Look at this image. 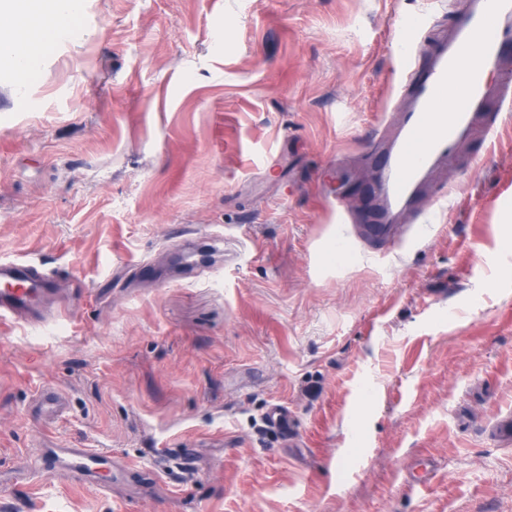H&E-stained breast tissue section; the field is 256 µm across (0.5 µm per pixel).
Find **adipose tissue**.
Segmentation results:
<instances>
[{
    "label": "adipose tissue",
    "instance_id": "1",
    "mask_svg": "<svg viewBox=\"0 0 512 512\" xmlns=\"http://www.w3.org/2000/svg\"><path fill=\"white\" fill-rule=\"evenodd\" d=\"M83 0H0V14L13 18L0 29V58L25 77L37 66L42 48L60 36L82 12Z\"/></svg>",
    "mask_w": 512,
    "mask_h": 512
}]
</instances>
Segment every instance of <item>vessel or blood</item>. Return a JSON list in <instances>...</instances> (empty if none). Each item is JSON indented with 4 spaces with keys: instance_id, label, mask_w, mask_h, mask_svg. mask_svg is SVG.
Returning <instances> with one entry per match:
<instances>
[{
    "instance_id": "1",
    "label": "vessel or blood",
    "mask_w": 512,
    "mask_h": 512,
    "mask_svg": "<svg viewBox=\"0 0 512 512\" xmlns=\"http://www.w3.org/2000/svg\"><path fill=\"white\" fill-rule=\"evenodd\" d=\"M425 25L421 16L405 18V37L391 45L399 63V80L407 93L404 112L388 134L372 198L373 220L382 230H390L399 216L411 215L419 204L420 191L439 162L452 155L457 143L475 133L476 117L489 101V74L499 76L502 89L512 88V75L503 73L500 51L512 40V0H472L452 28L447 44L434 52L429 68L412 77V58L418 49L417 36ZM482 50L468 58L466 50L474 39ZM466 71L467 93L448 101L449 82ZM55 274L44 264L21 258H0V331L23 323L39 327L75 316V303H59L54 310H41V300L53 291ZM129 463L113 461L111 455L91 448H42L32 464L35 477L73 478L108 489L102 470L113 474L128 471Z\"/></svg>"
}]
</instances>
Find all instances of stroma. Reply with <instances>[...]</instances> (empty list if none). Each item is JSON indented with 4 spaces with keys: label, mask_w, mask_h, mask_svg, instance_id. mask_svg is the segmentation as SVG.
<instances>
[{
    "label": "stroma",
    "mask_w": 512,
    "mask_h": 512,
    "mask_svg": "<svg viewBox=\"0 0 512 512\" xmlns=\"http://www.w3.org/2000/svg\"><path fill=\"white\" fill-rule=\"evenodd\" d=\"M468 7L85 0L25 88L0 64V257L80 301L0 334V512H512V106L439 165L428 224L339 221L398 120L402 19L432 44ZM44 444L138 471L39 483Z\"/></svg>",
    "instance_id": "stroma-1"
}]
</instances>
